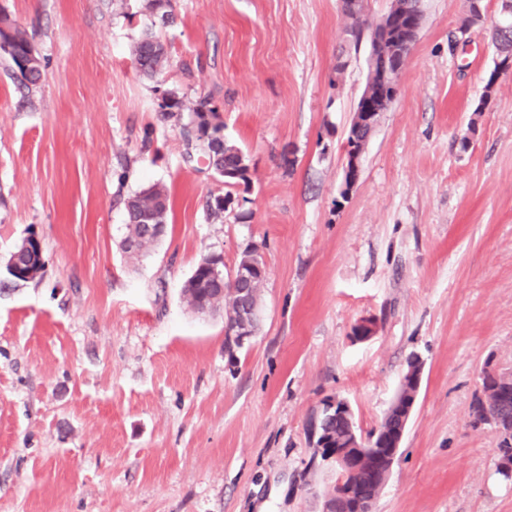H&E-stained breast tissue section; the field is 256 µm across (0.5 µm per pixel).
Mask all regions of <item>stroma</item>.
I'll list each match as a JSON object with an SVG mask.
<instances>
[{
	"mask_svg": "<svg viewBox=\"0 0 512 512\" xmlns=\"http://www.w3.org/2000/svg\"><path fill=\"white\" fill-rule=\"evenodd\" d=\"M484 4L462 35L466 0H423L347 191L366 69L340 0H173L151 78L131 52L145 0H0L43 67L25 99L0 60V267L32 234L45 259L22 286L0 270V512H323L336 471L311 419L338 395L377 427L412 354L421 393L373 512H512L496 431L469 417L483 370L512 372V70L486 90L501 0ZM170 91L210 98L248 156L221 218ZM157 184L168 232L128 258L124 201ZM253 246L261 326L230 354L223 314L183 288L203 255L229 272ZM353 138V144L349 145L348 140H346L345 144V162H344V182L346 189V180L349 179L351 185H354L360 176L361 171V160L362 154L364 151V147L361 149H357L354 142L355 136L350 134Z\"/></svg>",
	"mask_w": 512,
	"mask_h": 512,
	"instance_id": "stroma-1",
	"label": "stroma"
}]
</instances>
